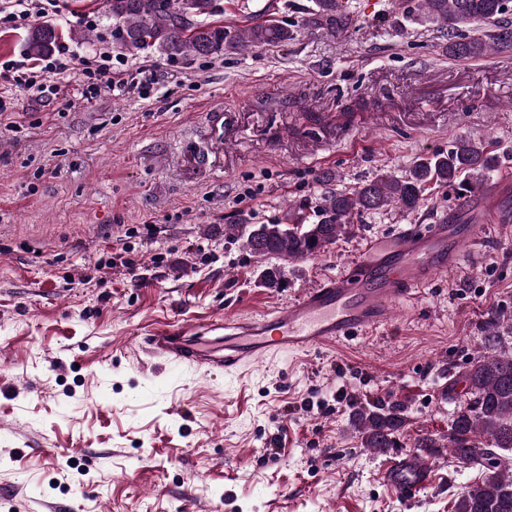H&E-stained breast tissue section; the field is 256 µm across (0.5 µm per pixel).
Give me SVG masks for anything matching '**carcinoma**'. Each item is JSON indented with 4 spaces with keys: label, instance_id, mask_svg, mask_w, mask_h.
<instances>
[{
    "label": "carcinoma",
    "instance_id": "carcinoma-1",
    "mask_svg": "<svg viewBox=\"0 0 512 512\" xmlns=\"http://www.w3.org/2000/svg\"><path fill=\"white\" fill-rule=\"evenodd\" d=\"M314 25L331 33L346 30L348 12L340 0H312ZM107 14L126 50L152 51L168 56H210L226 49L244 50L269 43L284 44L297 30L285 21L268 19L250 27L217 25L209 20L213 0H106ZM412 21L424 18L438 25L448 38V56L468 60L490 52L512 50V0H417ZM487 26L485 41L463 33ZM63 32L52 24L34 27L24 40L33 58L50 54ZM487 168L484 148L456 141L431 159L419 161L408 175L388 172L349 192L321 199L317 220L311 224L224 225V235L241 242L260 260L302 261L328 252L340 237L352 232L355 213H375L389 207L417 209L424 184L435 180L452 189H475L473 180ZM501 318L489 312L484 321V347L463 374L469 403L452 419L448 437H423L416 447L433 456L446 448L454 457L481 472L480 481L468 486L455 503V512H512V353L501 349ZM352 425L365 448L385 452L400 447L404 417L396 408L361 407Z\"/></svg>",
    "mask_w": 512,
    "mask_h": 512
}]
</instances>
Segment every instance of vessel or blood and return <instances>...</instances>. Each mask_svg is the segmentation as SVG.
Returning <instances> with one entry per match:
<instances>
[{
	"label": "vessel or blood",
	"mask_w": 512,
	"mask_h": 512,
	"mask_svg": "<svg viewBox=\"0 0 512 512\" xmlns=\"http://www.w3.org/2000/svg\"><path fill=\"white\" fill-rule=\"evenodd\" d=\"M494 224H512V167L443 210L435 223L368 239L349 266L324 275L288 305L192 324L172 319L137 343L171 365L227 374L284 352L344 345L394 327L397 310L421 299L437 275L479 263ZM383 481L411 498L433 485L434 470L408 453L388 461Z\"/></svg>",
	"instance_id": "obj_1"
}]
</instances>
